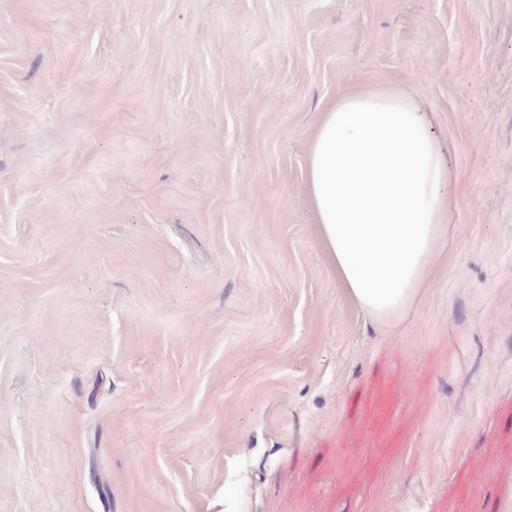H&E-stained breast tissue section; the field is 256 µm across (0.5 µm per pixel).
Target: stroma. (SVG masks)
Masks as SVG:
<instances>
[{"label": "stroma", "instance_id": "obj_1", "mask_svg": "<svg viewBox=\"0 0 512 512\" xmlns=\"http://www.w3.org/2000/svg\"><path fill=\"white\" fill-rule=\"evenodd\" d=\"M363 81L459 180L389 329L304 193ZM0 512H512V0H0Z\"/></svg>", "mask_w": 512, "mask_h": 512}]
</instances>
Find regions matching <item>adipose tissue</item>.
Listing matches in <instances>:
<instances>
[{
	"mask_svg": "<svg viewBox=\"0 0 512 512\" xmlns=\"http://www.w3.org/2000/svg\"><path fill=\"white\" fill-rule=\"evenodd\" d=\"M306 194L337 281L377 325L407 318L447 252L448 145L393 87L344 90L310 136Z\"/></svg>",
	"mask_w": 512,
	"mask_h": 512,
	"instance_id": "adipose-tissue-1",
	"label": "adipose tissue"
}]
</instances>
